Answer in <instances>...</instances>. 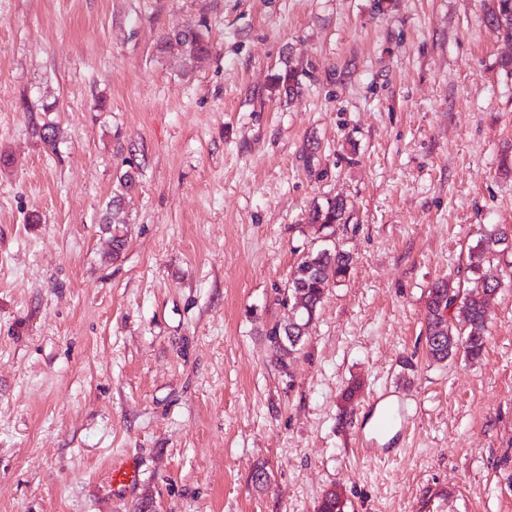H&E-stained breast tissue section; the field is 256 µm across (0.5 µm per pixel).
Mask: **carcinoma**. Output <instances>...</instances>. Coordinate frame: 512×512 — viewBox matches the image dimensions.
<instances>
[{
  "mask_svg": "<svg viewBox=\"0 0 512 512\" xmlns=\"http://www.w3.org/2000/svg\"><path fill=\"white\" fill-rule=\"evenodd\" d=\"M489 24L496 37L512 44V0H494L489 10ZM206 25L199 23L184 31L165 38L160 45L166 53L182 56L195 67L209 59L212 46L204 31ZM301 81L291 67L275 75L272 89L291 97L299 92ZM347 209L346 201L329 199L316 205L309 212L308 223L316 224L320 230L342 223ZM102 223L114 226L112 230V260H118L126 246V239L116 226L126 223L117 201L107 207ZM504 229L494 227L479 239L468 255V269L472 273L469 285H454L450 279L435 281L427 292V314L425 320V348L430 359L444 362L459 354L475 361L485 350L488 336L486 313L501 285L503 270L486 264V254L494 247L508 241ZM352 257L335 246L325 245L303 255L297 262L288 280V288L280 304L294 312V321L277 322L266 328L265 336L276 363L285 371L288 358L299 350L304 334L301 326L310 325L324 298L326 289L320 273L328 268L336 272V282H341L349 273ZM317 512H346V503L335 489L325 492L318 504Z\"/></svg>",
  "mask_w": 512,
  "mask_h": 512,
  "instance_id": "obj_1",
  "label": "carcinoma"
}]
</instances>
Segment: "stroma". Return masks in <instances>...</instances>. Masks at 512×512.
Segmentation results:
<instances>
[{"label": "stroma", "instance_id": "stroma-1", "mask_svg": "<svg viewBox=\"0 0 512 512\" xmlns=\"http://www.w3.org/2000/svg\"><path fill=\"white\" fill-rule=\"evenodd\" d=\"M489 3L0 0V512H316L333 487L348 512H512V278L478 361L424 342L431 284L512 227ZM200 21L190 71L159 45ZM336 196L353 264L283 370L264 327ZM386 392L398 446L373 433ZM274 79L275 82L272 85L274 91L278 90L280 94L283 93L288 98L299 92L301 86L299 75L289 65L275 75ZM117 197L119 196L112 197V204L109 203V207L107 206L102 219V223L107 224L108 229L109 225L112 224V227L114 226L112 230V258L116 261L121 257L126 246L124 235H120V232L116 228L119 224H126L125 218L121 215L122 211L119 207V203L114 200ZM347 209L346 201L335 198L328 199L323 205H316L309 212L308 224L319 225L318 230L332 228L335 224H342ZM109 475L112 485L130 489L138 482L139 470L132 459L114 458Z\"/></svg>", "mask_w": 512, "mask_h": 512}]
</instances>
